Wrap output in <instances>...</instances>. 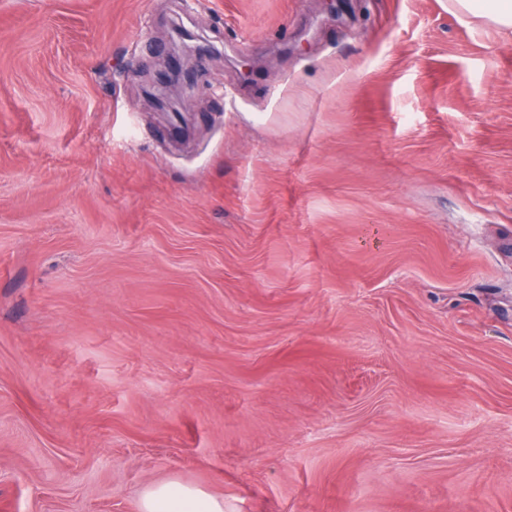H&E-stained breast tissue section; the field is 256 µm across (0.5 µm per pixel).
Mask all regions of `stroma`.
<instances>
[{
  "instance_id": "obj_1",
  "label": "stroma",
  "mask_w": 512,
  "mask_h": 512,
  "mask_svg": "<svg viewBox=\"0 0 512 512\" xmlns=\"http://www.w3.org/2000/svg\"><path fill=\"white\" fill-rule=\"evenodd\" d=\"M172 479L512 512V40L448 0H0V512ZM183 52L179 53L173 47L169 52L164 69L160 71V80L172 89L188 84L192 77L191 68L181 61V54Z\"/></svg>"
}]
</instances>
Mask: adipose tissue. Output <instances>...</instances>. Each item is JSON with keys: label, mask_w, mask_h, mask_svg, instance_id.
Instances as JSON below:
<instances>
[{"label": "adipose tissue", "mask_w": 512, "mask_h": 512, "mask_svg": "<svg viewBox=\"0 0 512 512\" xmlns=\"http://www.w3.org/2000/svg\"><path fill=\"white\" fill-rule=\"evenodd\" d=\"M448 8L460 22L490 26L512 37V0H448ZM138 512H224V500L199 487L167 480L144 488Z\"/></svg>", "instance_id": "1"}]
</instances>
